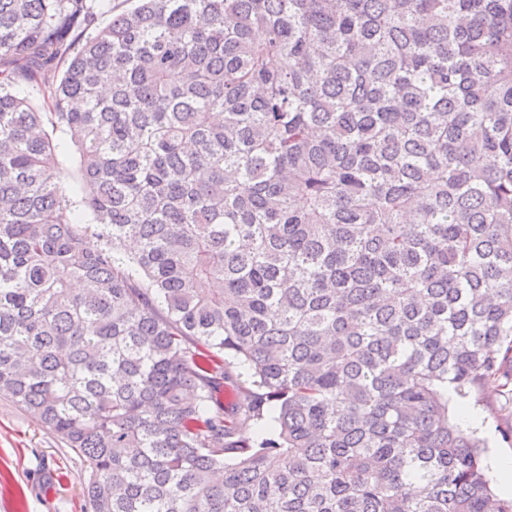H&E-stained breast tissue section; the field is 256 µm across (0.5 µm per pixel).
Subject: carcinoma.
I'll return each instance as SVG.
<instances>
[{"label": "carcinoma", "mask_w": 512, "mask_h": 512, "mask_svg": "<svg viewBox=\"0 0 512 512\" xmlns=\"http://www.w3.org/2000/svg\"><path fill=\"white\" fill-rule=\"evenodd\" d=\"M95 18L0 0V397L89 512H512L448 417L512 357V0ZM59 160L61 161L60 170L68 185L73 189V197L79 195V185L74 179L76 162L72 153L70 143L63 138L59 141Z\"/></svg>", "instance_id": "1"}]
</instances>
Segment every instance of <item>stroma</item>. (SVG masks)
<instances>
[{
	"mask_svg": "<svg viewBox=\"0 0 512 512\" xmlns=\"http://www.w3.org/2000/svg\"><path fill=\"white\" fill-rule=\"evenodd\" d=\"M484 460L512 457V388L492 381L471 391ZM83 459L7 399L0 398V512H86Z\"/></svg>",
	"mask_w": 512,
	"mask_h": 512,
	"instance_id": "1",
	"label": "stroma"
}]
</instances>
